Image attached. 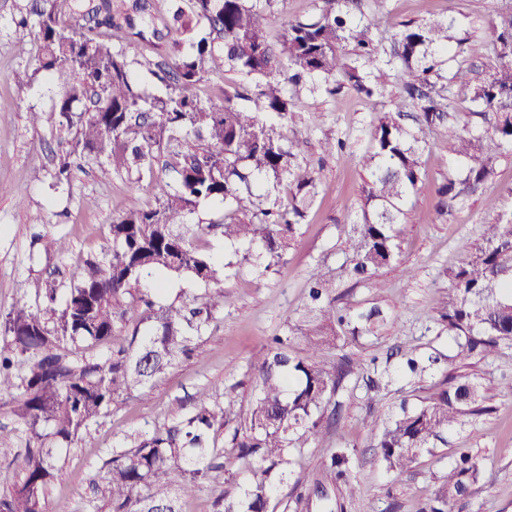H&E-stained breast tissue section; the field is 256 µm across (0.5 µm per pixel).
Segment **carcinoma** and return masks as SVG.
<instances>
[{"label": "carcinoma", "instance_id": "1", "mask_svg": "<svg viewBox=\"0 0 512 512\" xmlns=\"http://www.w3.org/2000/svg\"><path fill=\"white\" fill-rule=\"evenodd\" d=\"M21 0L17 25L38 31V67L33 75L66 76L51 112V134L67 148L55 178L69 180L78 160L94 157L117 176L147 175L154 203L128 209L112 219L109 246L89 261L80 278L64 285L55 279L38 291V303L16 301L0 322V394L20 392L19 417L33 444L19 463L22 481L0 501L3 512H46L48 487L57 471L54 448H82L91 426L123 395L151 387L181 357L196 351L194 336L205 319L200 308L160 306L147 278L189 275L207 288H222L230 265L214 260L194 243L201 224L186 223L205 201L224 204V240L261 247L267 266L284 258L320 185L315 171L298 161L301 143L288 139L281 119L293 116L287 86L341 73L366 97L378 45L374 23L356 19L362 0H323L315 18L284 20L279 47L267 40L271 9L285 0ZM179 34L172 53L129 58L113 41L162 39ZM502 62L474 88L472 102L496 114L492 131L457 137L453 150L470 161L467 176L437 190L436 213L476 193L494 174L502 144L512 143V16L496 36ZM352 46L359 66L347 62ZM448 44V21L402 24L393 55L403 80V103L416 106V127L400 122L402 110L375 125L365 156L370 180L363 187L362 222L347 240L353 273L373 277L398 257L403 207L426 178L421 163L424 130L448 114V88L438 83L442 55L459 51ZM146 67L161 82L158 93L138 90L132 65ZM230 69L255 88L222 89L202 101L196 87ZM288 181L289 206L273 194ZM455 298L446 315L448 335L460 354L488 355L512 342V220L485 225L484 244L471 260L449 273ZM310 309L321 325L306 334L308 355L297 358L279 338L255 362L259 391L247 414L249 434L236 459L249 474L243 491L214 493L213 512H268L276 488L270 473L286 475L289 449L323 435L320 413L357 364L346 356L324 360L337 326L351 335L371 334L383 321L373 307L354 318L338 314L334 288L318 268L308 279ZM127 345L107 356L95 349L120 331ZM28 363L25 372L18 361ZM483 386L448 376V389L420 407L401 406L373 439L388 468L408 471L419 453L446 443L448 432L487 414ZM224 427V403L204 388L192 414L156 430L132 448L112 450L111 476L102 496L111 512H180L179 497L195 494L210 481L224 449L211 435ZM330 468L349 496V455L335 451ZM480 461L459 449L448 476L422 512H461V503L481 477Z\"/></svg>", "mask_w": 512, "mask_h": 512}]
</instances>
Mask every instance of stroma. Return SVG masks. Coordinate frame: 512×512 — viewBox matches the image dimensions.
<instances>
[{
	"label": "stroma",
	"instance_id": "obj_1",
	"mask_svg": "<svg viewBox=\"0 0 512 512\" xmlns=\"http://www.w3.org/2000/svg\"><path fill=\"white\" fill-rule=\"evenodd\" d=\"M17 5L18 0H0V102L12 105L11 111L0 112V183L10 188L0 195V318L16 300H34L50 272L70 281L84 260L99 255L113 217L153 201L148 182L115 176L91 158L74 167L68 185L56 187L53 173L63 146L48 127L32 128L27 115L50 112L60 88L31 80L37 32L16 25ZM362 8L381 18L373 33L383 58L381 89L371 98L346 84L333 95L321 87L293 92L295 115L285 132L302 141V158L321 185L284 260L266 269L248 257L246 246L225 241L217 227L223 205L204 203L189 215V223L211 227L198 240L206 253L235 265L234 275L224 281V299L212 308L192 356L179 359L153 387L113 402L111 411L93 424L90 446L59 449L48 512H110L99 489L110 476L113 449L133 447L138 437L189 416L201 388H212L226 409L215 446L234 448L258 392L254 363L272 338L286 340L294 356L307 355V279L317 267L336 283L337 308L355 314L376 306L384 320L373 334L340 335L329 350V360L349 355L358 368L329 400L325 417L330 426L322 439L292 449L296 464L285 489L311 493L322 484L327 496L313 498L312 512H421L447 477L456 449L466 448L480 460L482 477L462 512H512V390L507 387L512 345L495 358H457L444 321L453 297L449 271L465 265L482 245L485 225L512 217V144L504 145L494 176L475 195L452 211H435L437 187L463 180L469 167L453 151L456 137L484 132L494 122L493 115L473 114L471 97L474 84L499 62L491 25L512 16V0H364ZM434 18L452 20L448 34L462 42L470 82L453 81V68L445 69L451 79L450 117L430 133L421 155L426 182L402 218L399 257L372 280L360 282L350 274L347 238L362 218V188L369 177L362 158L373 129L383 113L395 111L401 102L402 80L388 62L391 46L403 22ZM329 139L342 140L343 149L325 153L322 144ZM38 214L43 223H33ZM37 233L54 240L55 248L34 244ZM398 348L420 358L437 353L441 361L420 375L405 374L401 356L394 354ZM452 373L470 375L483 385L491 413L449 433L447 444L423 452L407 472L395 474L379 458L372 436L401 401L425 404L447 389ZM372 379L379 381V390H370ZM16 406V396L0 395V498L20 484L16 458L28 446L27 427ZM335 448L351 455L355 496H348L324 469Z\"/></svg>",
	"mask_w": 512,
	"mask_h": 512
}]
</instances>
